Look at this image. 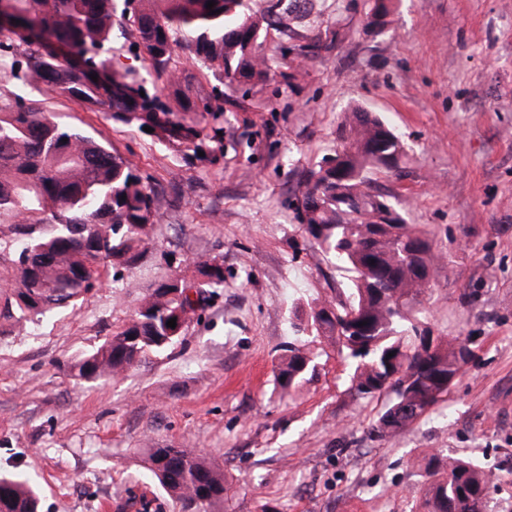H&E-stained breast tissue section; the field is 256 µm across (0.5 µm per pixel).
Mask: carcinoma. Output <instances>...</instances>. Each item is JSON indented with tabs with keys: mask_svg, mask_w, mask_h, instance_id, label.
Segmentation results:
<instances>
[{
	"mask_svg": "<svg viewBox=\"0 0 512 512\" xmlns=\"http://www.w3.org/2000/svg\"><path fill=\"white\" fill-rule=\"evenodd\" d=\"M11 0L12 29L0 40L3 86L52 87L112 113L185 157L212 154L222 138L224 109L175 89L166 104L147 92V80L120 69L107 45L114 17L133 25L143 59L155 80L178 82L174 50L193 47L208 72L236 81L263 80L273 69L262 51L264 25L288 26L290 12L257 16L250 0ZM98 75L92 80L90 75ZM145 95H140V92ZM341 170L318 165L301 190L306 232L350 273L348 296L312 309L306 343L290 342L276 374L283 389L310 381L318 367L310 345L328 340L346 351L350 388L357 394L394 395L373 429L391 436L432 412L448 394L442 377L457 375L473 357L466 343L436 337L421 320L430 283L417 269H433L438 256L422 231L399 212L387 218L375 206L368 174L386 169L384 155L400 168L402 140L382 118L356 109L342 123ZM159 220L154 193L130 163L78 128L56 120L11 93L0 107V317H36L76 310L101 285L100 263L135 262ZM197 288L224 287L216 260L198 265ZM190 286L165 282L147 295L130 321L96 352L74 366L80 379L127 371L148 351L176 341L167 322L194 311ZM410 401L413 410L406 409ZM424 479L426 512H486L492 474L480 464L439 456L413 461ZM148 471L191 512H207L228 498L230 484L213 458L188 448H151ZM0 512H41L39 491L25 475L0 474Z\"/></svg>",
	"mask_w": 512,
	"mask_h": 512,
	"instance_id": "1",
	"label": "carcinoma"
}]
</instances>
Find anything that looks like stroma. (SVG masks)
Wrapping results in <instances>:
<instances>
[{
	"mask_svg": "<svg viewBox=\"0 0 512 512\" xmlns=\"http://www.w3.org/2000/svg\"><path fill=\"white\" fill-rule=\"evenodd\" d=\"M308 0L268 30V79L176 65L192 96L219 99L222 148L188 159L109 112L39 88L26 104L102 141L154 188L160 214L142 258L114 264L77 312L0 318V473L30 475L41 512H181L148 475L152 448L210 454L230 484L223 512H423L411 463L436 453L497 475L487 512H512V0ZM321 43L322 51L309 47ZM400 136V171L369 189L443 255L425 320L474 352L436 410L390 437L391 405L350 388L343 353L323 342L314 378L277 386L294 315L341 299L347 272L303 229L300 191L340 144L352 108ZM224 266L179 340L118 378L73 367L122 328L143 298L199 262Z\"/></svg>",
	"mask_w": 512,
	"mask_h": 512,
	"instance_id": "35a3bbf8",
	"label": "stroma"
}]
</instances>
